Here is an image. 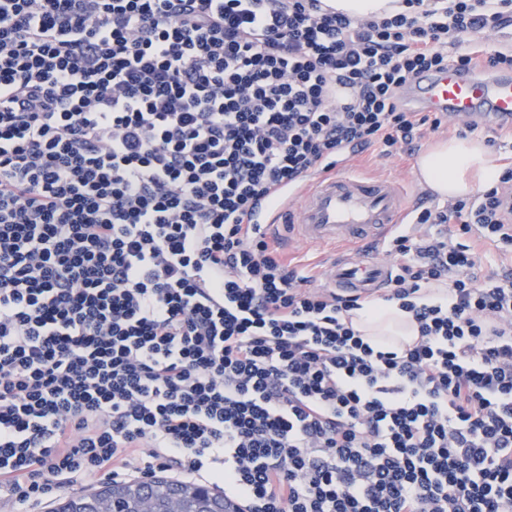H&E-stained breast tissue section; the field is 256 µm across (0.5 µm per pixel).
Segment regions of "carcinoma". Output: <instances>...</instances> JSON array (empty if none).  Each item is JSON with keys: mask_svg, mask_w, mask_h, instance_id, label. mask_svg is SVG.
Here are the masks:
<instances>
[{"mask_svg": "<svg viewBox=\"0 0 512 512\" xmlns=\"http://www.w3.org/2000/svg\"><path fill=\"white\" fill-rule=\"evenodd\" d=\"M144 487L152 489L159 505H164L168 498L177 496L182 498L188 508L195 507L191 492L182 483L170 481L163 477H154L148 482H125L103 484L92 493H78L66 498L54 509V512H95L92 503L107 502L108 512H135V505L140 499Z\"/></svg>", "mask_w": 512, "mask_h": 512, "instance_id": "obj_1", "label": "carcinoma"}]
</instances>
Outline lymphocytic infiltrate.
<instances>
[{
    "label": "lymphocytic infiltrate",
    "mask_w": 512,
    "mask_h": 512,
    "mask_svg": "<svg viewBox=\"0 0 512 512\" xmlns=\"http://www.w3.org/2000/svg\"><path fill=\"white\" fill-rule=\"evenodd\" d=\"M0 0V493L171 471L242 512H512V169L416 208L379 296L251 217L441 116L419 72L512 68V0ZM416 330L355 329L375 301ZM336 9L354 16H369L379 12L388 0H331Z\"/></svg>",
    "instance_id": "1"
}]
</instances>
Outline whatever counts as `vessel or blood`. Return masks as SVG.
<instances>
[{"label": "vessel or blood", "instance_id": "obj_1", "mask_svg": "<svg viewBox=\"0 0 512 512\" xmlns=\"http://www.w3.org/2000/svg\"><path fill=\"white\" fill-rule=\"evenodd\" d=\"M405 101L418 112H435L490 128L503 119L512 121V72L452 65L413 78ZM408 211L399 183L361 174L348 159L303 187L280 189L259 221L289 225L307 244L356 246L390 237ZM389 272L388 263L346 252L333 260L326 281L341 292L371 295L385 287Z\"/></svg>", "mask_w": 512, "mask_h": 512}]
</instances>
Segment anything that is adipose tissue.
Here are the masks:
<instances>
[{
	"label": "adipose tissue",
	"mask_w": 512,
	"mask_h": 512,
	"mask_svg": "<svg viewBox=\"0 0 512 512\" xmlns=\"http://www.w3.org/2000/svg\"><path fill=\"white\" fill-rule=\"evenodd\" d=\"M415 174L423 185L445 201L492 186L497 182L501 168L483 139L469 136L431 145L419 155ZM354 322L368 336L384 333L410 336L414 333L404 314L392 306L378 305L359 312Z\"/></svg>",
	"instance_id": "obj_1"
}]
</instances>
